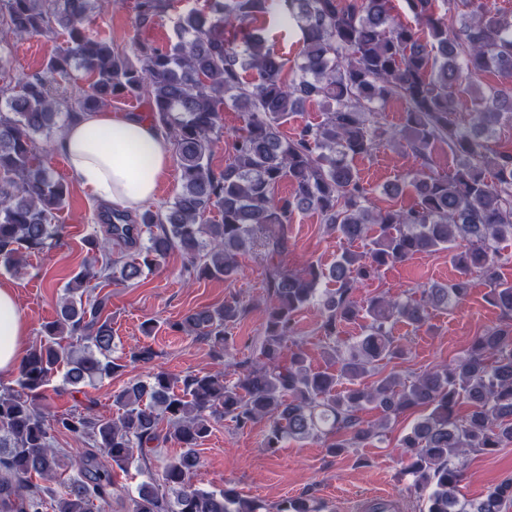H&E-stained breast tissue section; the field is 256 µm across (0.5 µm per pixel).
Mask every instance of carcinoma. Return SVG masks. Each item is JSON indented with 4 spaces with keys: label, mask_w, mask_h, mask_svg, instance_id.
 <instances>
[{
    "label": "carcinoma",
    "mask_w": 512,
    "mask_h": 512,
    "mask_svg": "<svg viewBox=\"0 0 512 512\" xmlns=\"http://www.w3.org/2000/svg\"><path fill=\"white\" fill-rule=\"evenodd\" d=\"M388 2L205 0L178 17L172 47L136 42L129 54L90 30L96 12L121 0H0V44L33 33L64 36L40 74L0 89V267L16 271L26 256L60 238L53 220L67 187L41 161L36 138L61 119L71 123L114 98L146 101L151 124L175 147L182 182L160 212L112 210L105 234L138 248L136 256L115 261L106 239L88 238L90 263L67 284L43 340L22 358L16 387L0 391V512L110 508L115 470L133 464L147 471L148 480L128 496L127 512H266L231 489L191 483L197 447L212 421L224 418L239 429L265 423L268 450L317 438L327 453L340 455L371 439L384 441L391 421L414 408L423 414L396 451L426 512H508L512 480L475 501L460 498L458 485L466 453L512 443V282L496 273L499 246L512 240V152L494 142L496 127L512 122V16L492 13L478 0H445L443 13L436 0H406L422 26L418 31L395 22ZM169 7V0H135V25L153 23ZM270 14L296 22L302 34L301 61L289 74L274 47L248 30ZM75 71L92 76L89 89L67 91ZM247 72L254 77L246 79ZM489 74L498 81L484 83ZM464 97L471 109L460 121L455 115ZM392 99L405 106L398 131L383 122ZM310 103L319 107L321 120L284 136L281 125ZM225 107L243 111L245 125L233 135L232 162L215 171L210 156ZM391 142L411 153L405 184L416 202L374 210L353 161ZM441 142L456 158L448 176L432 170V149ZM283 181L293 192L279 197ZM213 210L221 223L204 220ZM308 211L364 250L301 273L269 262L259 362L228 360L222 371L181 378L150 372L113 395L118 413L111 418L47 412L43 388L59 368L72 386L125 368L112 357V326L102 317L106 299H84L89 280L131 283L175 249L195 276L231 279L239 274L238 254L261 233L270 257L288 251L292 215ZM439 250L448 251L457 271L448 284L423 286L417 298L355 300L359 285L382 267ZM476 273L490 285L488 300L499 309L500 324L437 370L414 377L390 372L363 382L379 362L405 355L393 336L396 324L423 326L429 310L465 299ZM325 280L336 288L320 291ZM313 303L327 338L324 354L339 364L335 373L312 370L300 350L282 359L286 343H297L296 316ZM249 309L232 297L185 316L175 329L206 337L221 359L228 328ZM360 317L364 333L349 346L340 329ZM65 339L76 345H63ZM231 373L237 378L226 379ZM461 402L470 407L463 417L456 414ZM368 407L379 412L378 422L361 418ZM55 432L81 438L86 447L73 449L71 458L53 446ZM166 442L181 453L160 461L155 475L151 453ZM35 476L56 487L33 483ZM275 512L320 510L312 497L299 495L283 499Z\"/></svg>",
    "instance_id": "cac0c4a2"
}]
</instances>
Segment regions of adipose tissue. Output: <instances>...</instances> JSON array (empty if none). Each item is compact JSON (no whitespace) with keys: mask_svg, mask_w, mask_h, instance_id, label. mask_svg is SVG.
<instances>
[{"mask_svg":"<svg viewBox=\"0 0 512 512\" xmlns=\"http://www.w3.org/2000/svg\"><path fill=\"white\" fill-rule=\"evenodd\" d=\"M78 181L102 202L132 210L153 200L170 165L167 142L142 117L91 112L68 125L60 141ZM26 318L16 289L0 283V377L24 355Z\"/></svg>","mask_w":512,"mask_h":512,"instance_id":"ef3b65f1","label":"adipose tissue"}]
</instances>
